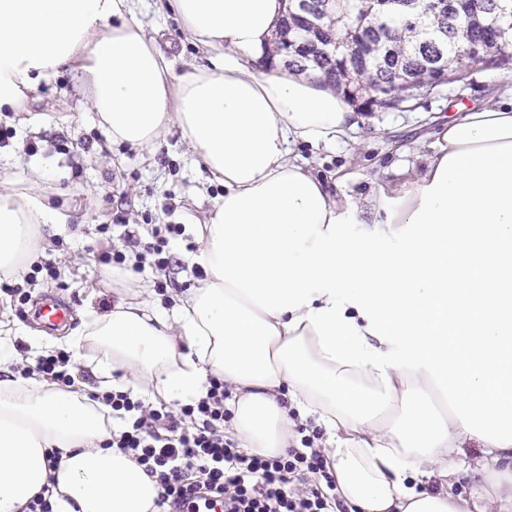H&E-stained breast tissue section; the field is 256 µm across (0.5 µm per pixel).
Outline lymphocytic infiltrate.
I'll return each mask as SVG.
<instances>
[{"instance_id":"f902f5d3","label":"lymphocytic infiltrate","mask_w":512,"mask_h":512,"mask_svg":"<svg viewBox=\"0 0 512 512\" xmlns=\"http://www.w3.org/2000/svg\"><path fill=\"white\" fill-rule=\"evenodd\" d=\"M178 231L175 224L153 229L151 241L140 243L134 263H127L119 249L102 252L100 260L138 271L150 256L157 267H165L166 236ZM227 396L223 381L210 379L204 396L174 414L144 410L142 401L127 391L104 394L105 405L127 416L109 445L130 454L156 478L158 504L165 512H200L217 502L224 512H329L324 490L334 480L311 440L302 438L300 447L280 456L244 453L224 428L230 417L224 408Z\"/></svg>"}]
</instances>
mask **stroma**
<instances>
[{
  "label": "stroma",
  "mask_w": 512,
  "mask_h": 512,
  "mask_svg": "<svg viewBox=\"0 0 512 512\" xmlns=\"http://www.w3.org/2000/svg\"><path fill=\"white\" fill-rule=\"evenodd\" d=\"M138 17L148 33L159 31L170 40L176 70L204 62L202 51L190 43L160 0H141ZM511 95V69L478 66L464 79L406 108L365 113L351 140L330 149L303 144L297 152L328 176L332 193L366 198L379 186L412 179L421 167V155L454 114L456 104L479 107ZM5 126L10 136L0 141V161L21 169L26 158L51 159L45 189L51 204L69 217L58 230L47 231L31 255L35 261L52 258L60 277L38 280L30 289L28 307L48 299L66 303L74 312L75 328L81 324L80 313H107L117 286L110 278L111 266L99 260L108 247V237L96 232L100 224L110 225V237L115 238L126 224L136 226L144 238L156 222L181 225V234L169 242L168 266H145L140 276L152 285L166 283V291L159 295L165 306L171 295L197 286L201 270L190 261L198 249L195 227L206 223L214 199L224 189L208 183L206 171L196 164L178 130H170L150 157L113 144L87 110L80 73L73 65L62 67L51 83L31 94L27 121L14 116Z\"/></svg>",
  "instance_id": "obj_1"
}]
</instances>
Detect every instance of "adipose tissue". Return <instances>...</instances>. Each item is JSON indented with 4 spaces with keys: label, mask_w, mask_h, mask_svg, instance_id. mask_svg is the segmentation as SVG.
Wrapping results in <instances>:
<instances>
[{
    "label": "adipose tissue",
    "mask_w": 512,
    "mask_h": 512,
    "mask_svg": "<svg viewBox=\"0 0 512 512\" xmlns=\"http://www.w3.org/2000/svg\"><path fill=\"white\" fill-rule=\"evenodd\" d=\"M167 7L208 64L176 72L137 0H0V113H25L77 65L113 143L150 154L178 129L224 188L198 228L197 288L166 308L129 280L63 336L93 389L0 366V512L46 485L54 512H158L156 479L109 447L118 425L100 397L186 403L212 378L247 454H284L299 421L324 428L313 447L349 512H470L452 492L467 469L490 486L484 506L512 502V102L459 107L409 182L340 200L294 148L335 145L361 117L272 53L286 0ZM45 164L0 174V281L67 221L37 179ZM472 441L487 464L459 461Z\"/></svg>",
    "instance_id": "ef3b65f1"
}]
</instances>
